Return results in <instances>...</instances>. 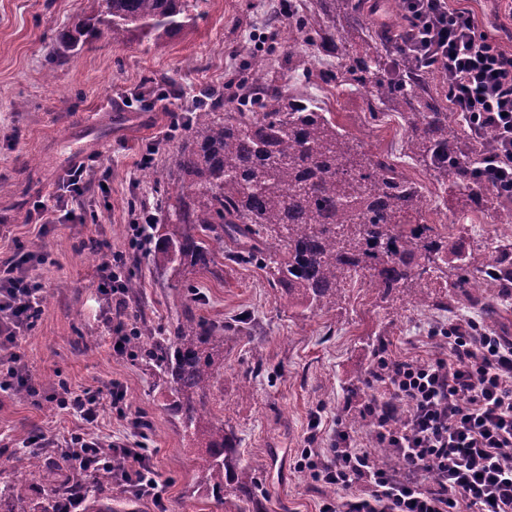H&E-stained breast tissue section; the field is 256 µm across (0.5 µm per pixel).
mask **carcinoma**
I'll use <instances>...</instances> for the list:
<instances>
[{
    "mask_svg": "<svg viewBox=\"0 0 512 512\" xmlns=\"http://www.w3.org/2000/svg\"><path fill=\"white\" fill-rule=\"evenodd\" d=\"M204 0H89V12L58 34L55 56L64 57L101 38L114 44L160 41L180 32ZM297 28L317 51L345 62L322 80L338 87L368 84L372 115L393 111L404 122L405 150L443 193L459 192L512 222V197L480 184L478 168L495 150L490 132L455 134L451 97L434 65L418 64L407 41L378 42L363 20L360 0H310L305 13L291 5ZM241 103L224 111V97L205 89L183 125L175 165L178 179L159 201L164 233L153 264L181 275L207 267L224 239L236 258L262 259L288 306L315 312L339 306L355 282L385 298L408 291L416 307L448 308L470 300L482 275L495 270L512 279V255L493 246L470 251L432 224L414 221L426 207L422 188L390 157L368 154L309 99L284 91L244 65L232 77ZM457 270L448 280V267ZM225 326L189 311L169 335L147 328L128 347L153 363L172 396L169 410L184 436L200 445L198 479L234 512H263L256 467L245 460L232 431L210 408L224 369ZM28 488L0 487V512H119L112 506V473L88 470L76 453H24Z\"/></svg>",
    "mask_w": 512,
    "mask_h": 512,
    "instance_id": "obj_1",
    "label": "carcinoma"
}]
</instances>
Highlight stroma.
I'll list each match as a JSON object with an SVG mask.
<instances>
[{
    "label": "stroma",
    "mask_w": 512,
    "mask_h": 512,
    "mask_svg": "<svg viewBox=\"0 0 512 512\" xmlns=\"http://www.w3.org/2000/svg\"><path fill=\"white\" fill-rule=\"evenodd\" d=\"M87 6L86 0H0V179L14 194L0 197V260L18 247L45 255L31 263L43 285L42 312L33 329L17 342L33 396L0 392V466L6 465L23 434L63 438L82 429L71 413L47 410L59 383L73 391L107 396L112 384L126 393L128 417H139L143 441L152 452L156 477L164 488L161 504L130 500L120 486L112 502L120 512H225L223 504L198 490V449L185 438L168 409V390L144 359L116 354L110 342L107 305L98 290L100 253L91 240L123 252L125 273L141 281L129 298L133 318H145L158 331H170L180 309V292L190 285V311L219 324L243 323L224 342V372L214 390V413L235 430L243 457L257 465L266 512H319L325 487L294 468L273 470L270 451L284 448L296 460L308 439L325 446L341 414L358 415L351 398L374 361L370 343L386 352L427 358L435 348L430 328L463 315L485 319L483 307L461 303L451 310L412 306L409 296L389 301L356 286L339 308L310 313L288 305L271 287L264 265L218 256L208 269L184 276L156 268L153 246L128 245L127 226L140 217L136 200L153 202L154 171L168 172L185 130L181 118L203 88L224 90L232 73L256 55L268 60L269 76L294 93L316 99L365 151L400 157V167L422 185L430 199L426 216L449 240L480 250L492 243L512 250V225L473 210L466 196L436 205L432 177L401 158L402 130L394 118L372 116L364 89L338 90L321 81L337 60L301 42L306 59H288L283 33L290 26L279 0H203L179 34L113 45L98 41L66 57L53 81L44 64L55 50L56 34ZM92 183L79 201L59 203L76 151ZM55 206V221L44 224L41 205ZM253 394L242 398V385ZM321 431L311 435L313 412Z\"/></svg>",
    "instance_id": "35a3bbf8"
}]
</instances>
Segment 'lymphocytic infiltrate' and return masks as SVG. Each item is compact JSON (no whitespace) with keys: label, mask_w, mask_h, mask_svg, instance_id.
<instances>
[{"label":"lymphocytic infiltrate","mask_w":512,"mask_h":512,"mask_svg":"<svg viewBox=\"0 0 512 512\" xmlns=\"http://www.w3.org/2000/svg\"><path fill=\"white\" fill-rule=\"evenodd\" d=\"M401 3L424 32V53L448 68L455 112L495 135L498 150L484 162L483 183L512 193V53L448 0ZM30 261L18 254L0 265V387L28 381L15 347L42 303L43 286L30 277ZM97 275L99 292L114 312L108 324L116 352L126 354L134 329L121 254L104 250ZM440 335V355L383 356L372 365L369 380L380 396L361 410L376 426L371 436L360 437L340 422L325 447L301 450L297 469L338 491L320 512H512V336L470 316L456 318ZM56 402L86 428L62 442L40 438L38 447L62 444L88 452L120 487L161 502L143 443L95 436L98 396L64 385Z\"/></svg>","instance_id":"1"}]
</instances>
